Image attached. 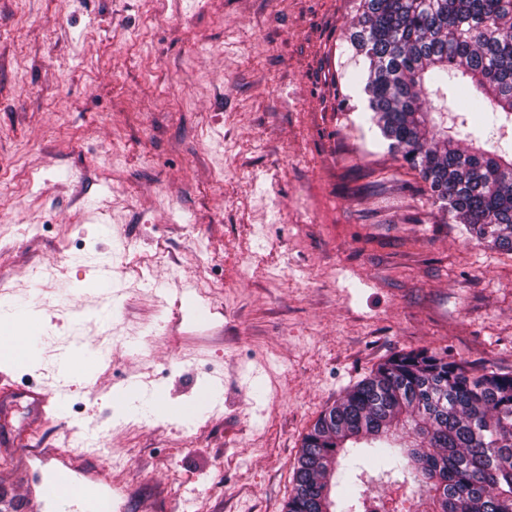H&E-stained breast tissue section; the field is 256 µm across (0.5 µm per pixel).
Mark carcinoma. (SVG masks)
<instances>
[{"mask_svg": "<svg viewBox=\"0 0 512 512\" xmlns=\"http://www.w3.org/2000/svg\"><path fill=\"white\" fill-rule=\"evenodd\" d=\"M349 43L388 149L451 223L512 255V0H359ZM450 103L460 123L437 126ZM363 460L412 486L413 512H512V374L392 356L304 436L286 512H363Z\"/></svg>", "mask_w": 512, "mask_h": 512, "instance_id": "obj_1", "label": "carcinoma"}]
</instances>
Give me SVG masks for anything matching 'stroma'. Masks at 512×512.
<instances>
[{
	"instance_id": "stroma-1",
	"label": "stroma",
	"mask_w": 512,
	"mask_h": 512,
	"mask_svg": "<svg viewBox=\"0 0 512 512\" xmlns=\"http://www.w3.org/2000/svg\"><path fill=\"white\" fill-rule=\"evenodd\" d=\"M358 0H0V512H285L394 354L512 373V257L369 121ZM68 446L73 466L54 469ZM39 449L32 460L31 449Z\"/></svg>"
}]
</instances>
